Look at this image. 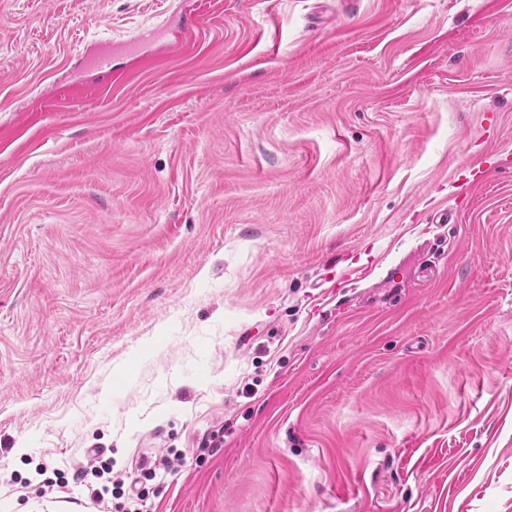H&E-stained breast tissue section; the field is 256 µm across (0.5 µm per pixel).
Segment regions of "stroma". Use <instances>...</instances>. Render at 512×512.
Instances as JSON below:
<instances>
[{"instance_id": "1", "label": "stroma", "mask_w": 512, "mask_h": 512, "mask_svg": "<svg viewBox=\"0 0 512 512\" xmlns=\"http://www.w3.org/2000/svg\"><path fill=\"white\" fill-rule=\"evenodd\" d=\"M91 448L182 453L149 512H512V0H0V512Z\"/></svg>"}]
</instances>
